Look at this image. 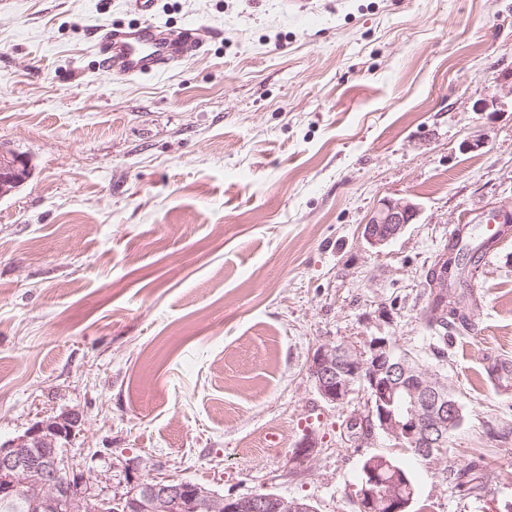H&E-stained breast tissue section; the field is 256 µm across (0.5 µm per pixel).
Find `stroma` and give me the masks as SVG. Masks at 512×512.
<instances>
[{
  "instance_id": "1",
  "label": "stroma",
  "mask_w": 512,
  "mask_h": 512,
  "mask_svg": "<svg viewBox=\"0 0 512 512\" xmlns=\"http://www.w3.org/2000/svg\"><path fill=\"white\" fill-rule=\"evenodd\" d=\"M153 19L201 27L203 52L115 81L91 35L138 22L124 0H0V147L31 167L0 193V441L74 411L67 453L97 492L164 474L316 512H356L384 454L411 512H506L512 232L442 361L424 284L458 227L479 242L512 211V102L476 109L512 72V0H158ZM403 197L418 218L371 248L363 224ZM374 336L459 399L438 458L349 433L363 389L318 394L317 347Z\"/></svg>"
}]
</instances>
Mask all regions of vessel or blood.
I'll return each instance as SVG.
<instances>
[{
  "instance_id": "obj_1",
  "label": "vessel or blood",
  "mask_w": 512,
  "mask_h": 512,
  "mask_svg": "<svg viewBox=\"0 0 512 512\" xmlns=\"http://www.w3.org/2000/svg\"><path fill=\"white\" fill-rule=\"evenodd\" d=\"M126 5L142 16L140 25L105 24L92 35L98 65L113 78L131 80L164 72L202 49L201 29L188 26L173 31L152 23L156 0H126Z\"/></svg>"
}]
</instances>
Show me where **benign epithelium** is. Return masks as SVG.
Wrapping results in <instances>:
<instances>
[{
  "label": "benign epithelium",
  "mask_w": 512,
  "mask_h": 512,
  "mask_svg": "<svg viewBox=\"0 0 512 512\" xmlns=\"http://www.w3.org/2000/svg\"><path fill=\"white\" fill-rule=\"evenodd\" d=\"M500 94L482 101L478 110L512 98V75L497 80ZM29 163L0 149V186L22 183ZM420 207L408 198L385 199L363 227V238L381 248L414 223ZM432 287L448 284V255L432 269ZM319 395L331 404L344 403L355 385L368 394L369 414L353 423L369 433L383 431L398 443L408 442L434 457L462 423V409L447 381L397 356L384 337L374 336L360 346L329 342L319 346L308 368ZM79 422L74 412L36 422L23 435L0 442V502L26 499L48 512H313L304 501L274 494L224 498L189 480L154 477L139 481L126 492L109 496L93 491L89 479L73 472L64 453ZM415 490L402 468L386 455L363 464L359 499L364 512H409Z\"/></svg>",
  "instance_id": "7a95c632"
}]
</instances>
